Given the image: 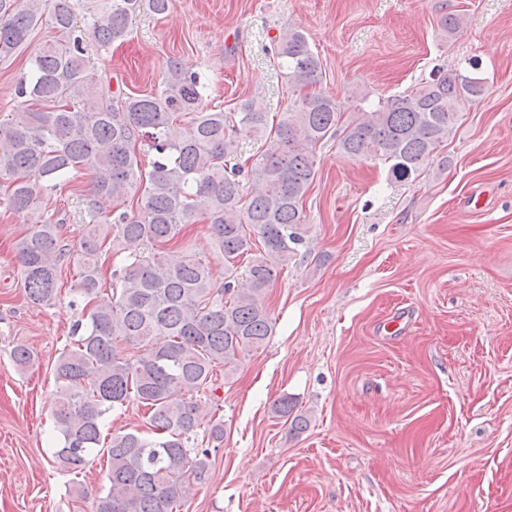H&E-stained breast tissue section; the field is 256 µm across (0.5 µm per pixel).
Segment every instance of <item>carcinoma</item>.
I'll return each mask as SVG.
<instances>
[{
    "label": "carcinoma",
    "instance_id": "cac0c4a2",
    "mask_svg": "<svg viewBox=\"0 0 512 512\" xmlns=\"http://www.w3.org/2000/svg\"><path fill=\"white\" fill-rule=\"evenodd\" d=\"M169 6L170 0H97L80 28L74 0H0V58L24 47L43 24L57 34L20 79L18 112L0 121V175L9 180L8 207L32 217L17 247L30 302L55 305L58 277L69 263L76 270L72 292L89 307L87 322L75 325L56 361L52 415L58 467L78 472L106 454L93 512H179L208 480L209 452L189 447L200 426L192 398L208 388L215 368L237 362L272 334L264 297L308 248L303 200L316 176L317 147L334 140L351 160L380 157L392 179L408 181L433 163L458 112L487 91V78L472 63L382 102L364 96L357 117L345 123L334 98L307 91L321 64L296 28L279 34L277 54L288 84L302 95L275 123L256 100L236 112L204 108V83L177 59L148 95L114 91L92 73L85 36L109 47L128 36L134 15H161ZM463 26L462 16L446 14L439 35L446 40ZM74 100L83 111H70ZM240 127L260 141L250 196L231 139ZM139 139L156 153L148 172L136 152ZM79 166L92 171L93 181L82 197L86 224L73 247L41 203L44 189ZM139 191L140 210L120 209ZM105 205L112 216L104 215ZM197 215L224 256L222 286L204 256L181 242ZM114 244L125 257L107 278L98 256ZM107 289L111 297L99 299ZM118 343L137 354L120 356ZM12 359L24 370L36 355L18 345ZM131 403L146 410L151 436L103 434L105 416ZM293 410L286 396L273 408L300 432L307 420Z\"/></svg>",
    "mask_w": 512,
    "mask_h": 512
}]
</instances>
